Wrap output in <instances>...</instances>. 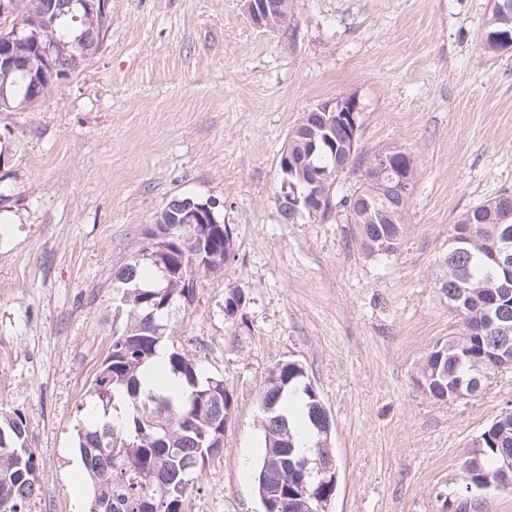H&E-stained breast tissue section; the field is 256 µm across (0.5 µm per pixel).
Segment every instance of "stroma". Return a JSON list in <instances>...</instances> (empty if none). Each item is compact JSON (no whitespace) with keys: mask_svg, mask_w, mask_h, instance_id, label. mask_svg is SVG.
<instances>
[{"mask_svg":"<svg viewBox=\"0 0 512 512\" xmlns=\"http://www.w3.org/2000/svg\"><path fill=\"white\" fill-rule=\"evenodd\" d=\"M493 7L288 0L289 26L271 32L242 0H110L97 52L0 111V412L27 421L41 487L28 512H89L75 446L124 320L115 273L183 196L215 201L233 238L168 320L170 342L233 399L186 512H264L260 398L288 360L333 420L330 512H456L468 448L512 411V369L457 401L418 383L461 330L439 287L450 229L512 194V51L482 46ZM347 94L364 107L360 151L396 147L417 167L388 258L361 253L346 209L298 224L277 211L291 130Z\"/></svg>","mask_w":512,"mask_h":512,"instance_id":"obj_1","label":"stroma"}]
</instances>
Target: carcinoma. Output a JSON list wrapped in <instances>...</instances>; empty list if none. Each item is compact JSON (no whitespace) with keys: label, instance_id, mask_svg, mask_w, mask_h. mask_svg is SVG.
I'll return each mask as SVG.
<instances>
[{"label":"carcinoma","instance_id":"cac0c4a2","mask_svg":"<svg viewBox=\"0 0 512 512\" xmlns=\"http://www.w3.org/2000/svg\"><path fill=\"white\" fill-rule=\"evenodd\" d=\"M36 0H16L20 21L19 39L13 52L27 70L11 75L7 96L0 100V110L13 104L33 103L39 96L31 90L32 81L45 88L58 80L63 72H73L80 63L97 50V31L107 20L99 13L81 6L65 14H42ZM512 17V0H495L486 31L512 30L505 16ZM309 162L318 169L333 166V150L327 141L318 139L317 150ZM477 207L492 209L494 221L475 225L480 234L474 242L458 246L446 269L448 278L460 271L465 289L483 284L500 288L497 311L512 322V275L499 270L494 281L488 280L489 261L483 242L495 232L497 225H512V194L502 193ZM408 209L394 216V221L364 224L355 240L364 246V236L379 239L393 226L404 227ZM228 228L224 224L207 225L203 242L193 240L194 230L179 229L175 249L167 259L157 262L143 259L123 267L118 273L119 304L126 319L112 333V343L93 381L95 403L91 413L113 414V422L94 424L78 431V451L87 475L90 512H185L187 492L210 460L223 449L217 432L224 431V421L232 415V395L219 376L205 375L199 365L179 349H167L166 364L155 368L153 363L166 336L156 325L167 323L172 309L193 303L197 279L190 259L204 262L210 271L224 267L232 248L224 246ZM450 308L459 317L466 340L459 348L448 350V378L444 389L452 392L458 383H470L472 364L481 360L495 343L494 334L469 332L477 319L466 307V298L452 300ZM169 373L183 384L182 396L165 390L145 387L150 374ZM306 376L297 374L296 362L290 360L274 366L261 400L277 401L278 412L290 417L287 403L301 399L310 422L308 442L300 443L293 421H288L293 452L289 456L288 473L281 475L267 468L268 457L278 453L276 432H264V454L259 462L255 482L265 480L282 491L283 512H296L293 505L299 498L305 512H318V497L327 487L308 484L307 462L323 455L321 436L315 427L318 401L309 393ZM482 454L477 456L471 472L472 480L497 482L500 462L512 456V415L498 418L481 434ZM28 427L17 412L0 416V512H27V506L40 492L33 453L28 451ZM309 494H303V488Z\"/></svg>","mask_w":512,"mask_h":512}]
</instances>
